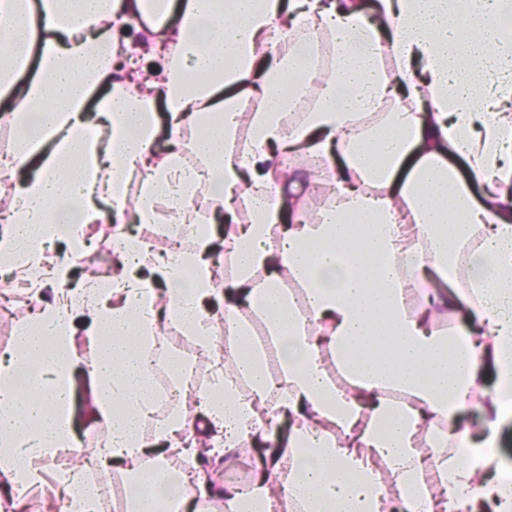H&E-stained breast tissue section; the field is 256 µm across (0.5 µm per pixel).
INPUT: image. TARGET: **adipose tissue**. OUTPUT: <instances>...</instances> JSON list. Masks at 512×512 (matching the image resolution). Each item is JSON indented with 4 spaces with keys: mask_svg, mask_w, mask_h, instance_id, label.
<instances>
[{
    "mask_svg": "<svg viewBox=\"0 0 512 512\" xmlns=\"http://www.w3.org/2000/svg\"><path fill=\"white\" fill-rule=\"evenodd\" d=\"M0 115V264L56 289L0 367L14 490L81 454L82 373L108 430L96 464L136 474L134 512L208 497L225 512H512V0H0ZM285 155L325 164L333 206L301 217L277 184ZM129 221L186 225L195 245L147 264L146 240L117 232L118 274L70 288L89 226ZM50 238L69 256L49 269ZM163 324L231 353L219 391L183 383L190 413L148 435ZM192 413L214 448L247 447L248 494L167 471L201 451ZM53 489L97 512L84 470L58 469Z\"/></svg>",
    "mask_w": 512,
    "mask_h": 512,
    "instance_id": "1",
    "label": "adipose tissue"
}]
</instances>
